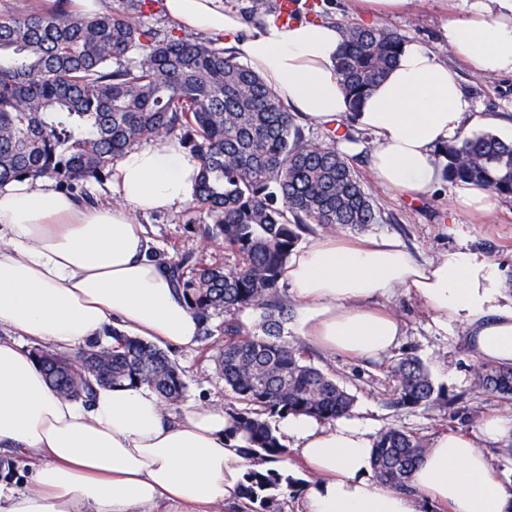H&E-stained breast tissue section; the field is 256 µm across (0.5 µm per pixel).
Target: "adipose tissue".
I'll list each match as a JSON object with an SVG mask.
<instances>
[{"label":"adipose tissue","mask_w":512,"mask_h":512,"mask_svg":"<svg viewBox=\"0 0 512 512\" xmlns=\"http://www.w3.org/2000/svg\"><path fill=\"white\" fill-rule=\"evenodd\" d=\"M461 8L448 20L449 49L480 74L512 75V0H437ZM186 34L223 39L255 67L284 107L330 126L352 116L371 133L376 182L401 194L440 185L436 149L460 137L475 111L456 71L430 49L404 44L396 64L350 112L339 85L338 25L264 17L245 32L228 0H164ZM199 159L169 137L112 163L113 204L64 193L47 178L0 187V447L48 457L30 488L0 483V512H167L238 499L248 467L226 439L223 408L193 405L170 417L149 387H100L90 403L58 395L22 338L61 351L106 326L167 346H197L200 325L139 216L193 202ZM298 307L296 329L321 348L359 362L398 347L403 322L388 307L400 290L422 301L439 330L461 326L475 360L512 365V296L499 266L463 248L419 262L395 238L327 233L295 249L281 275ZM279 437L308 484L299 512H512V479L485 446L512 439V413L481 417L476 431L438 435L417 462L412 493L382 484L372 464L376 427L343 416L288 415Z\"/></svg>","instance_id":"adipose-tissue-1"}]
</instances>
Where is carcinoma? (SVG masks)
Here are the masks:
<instances>
[{"instance_id":"carcinoma-1","label":"carcinoma","mask_w":512,"mask_h":512,"mask_svg":"<svg viewBox=\"0 0 512 512\" xmlns=\"http://www.w3.org/2000/svg\"><path fill=\"white\" fill-rule=\"evenodd\" d=\"M271 0H250V22ZM336 72L356 112L397 62L404 38L381 26H340ZM180 136L200 161L197 207L211 223L203 235L240 257L233 267H198L192 255L168 269L203 335L213 339L224 386L236 405L226 409L230 434L241 435L251 459L288 457L270 419L305 414L334 420L355 397L306 361L283 339L290 309L280 289L289 255L308 225L362 230L379 222L352 159L334 146L309 141L295 116L256 70L210 42L160 34L118 12L82 15L69 0L44 11L34 5L0 16V186L48 177L75 193L98 179L114 159L143 140ZM445 176L512 197V140L491 131L466 134L439 150ZM245 310L259 314L246 327ZM222 318L218 324L213 319ZM49 384L69 397L92 399L95 387H151L170 408L186 383L169 355L137 336L108 330L74 355L36 348ZM474 387L512 400V367L479 363ZM389 405L427 406L435 387L410 353L394 360ZM427 443L399 428L381 431L373 450L376 477L413 492L412 471ZM295 480L275 470L248 469L240 498L249 512H281Z\"/></svg>"}]
</instances>
